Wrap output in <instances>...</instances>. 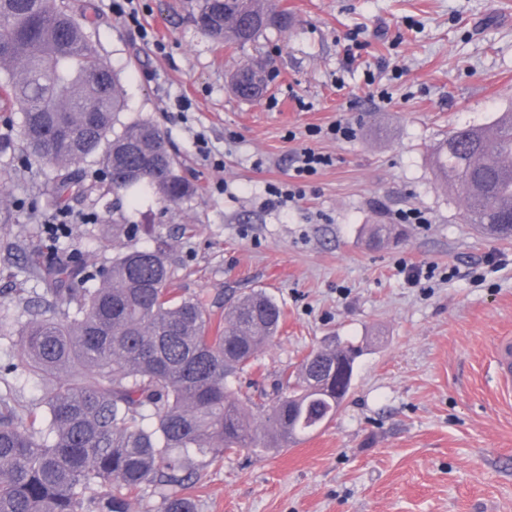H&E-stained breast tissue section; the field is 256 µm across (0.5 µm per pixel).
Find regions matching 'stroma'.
I'll list each match as a JSON object with an SVG mask.
<instances>
[{
	"instance_id": "obj_1",
	"label": "stroma",
	"mask_w": 512,
	"mask_h": 512,
	"mask_svg": "<svg viewBox=\"0 0 512 512\" xmlns=\"http://www.w3.org/2000/svg\"><path fill=\"white\" fill-rule=\"evenodd\" d=\"M71 2L120 75L121 122L156 124L196 188L171 205L149 190L121 200L125 223L145 227L134 247L163 248L182 294L261 287L283 309L233 383L253 415L324 338L362 349L351 392L302 446L192 458L199 512H512V399L493 362L497 338L512 336V241L464 223L463 194L440 187L431 164L455 129L512 109V0H274L292 27L243 47L199 33L198 0H138L159 50L121 19L122 0ZM265 57L277 70L266 92L238 97L233 75ZM340 117L353 141L308 137ZM308 145L333 165L294 208L263 207ZM81 168L78 221L57 244L51 170L23 151L0 157V365L18 349L21 302L52 309L31 263L62 255L93 272L116 256L90 222L103 210L98 165ZM408 209L426 223L395 221ZM379 225L391 234L376 244ZM406 264L434 272L413 284ZM7 380L27 424L45 428L39 378L19 362Z\"/></svg>"
}]
</instances>
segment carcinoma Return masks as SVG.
<instances>
[{"label":"carcinoma","instance_id":"1","mask_svg":"<svg viewBox=\"0 0 512 512\" xmlns=\"http://www.w3.org/2000/svg\"><path fill=\"white\" fill-rule=\"evenodd\" d=\"M195 21L206 37L245 45L293 25L267 0H200ZM66 0H0V98L20 114L21 146L52 168L56 211L80 192L78 165L98 157L105 193L149 189L168 203L194 192L161 131L147 120L115 129L125 98L117 73L99 55ZM486 129L455 130L433 152L437 177L463 190V219L512 240V111ZM112 245L136 234L107 217ZM55 313L27 309L22 361L41 377L47 431L23 423L10 385L0 390V512H129L132 495L150 492L156 512H198L186 493V454L217 458L248 448H282L336 415L361 350L331 341L283 373L263 410L264 423L235 397L232 380L277 334L282 310L265 290L224 296L215 317L201 297L173 288L160 249L120 252L97 285L69 260L36 263Z\"/></svg>","mask_w":512,"mask_h":512}]
</instances>
